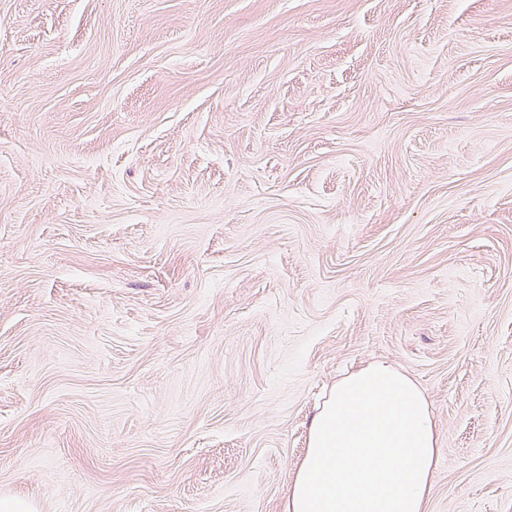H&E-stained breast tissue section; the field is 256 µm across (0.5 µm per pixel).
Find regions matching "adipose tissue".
<instances>
[{
    "instance_id": "adipose-tissue-1",
    "label": "adipose tissue",
    "mask_w": 512,
    "mask_h": 512,
    "mask_svg": "<svg viewBox=\"0 0 512 512\" xmlns=\"http://www.w3.org/2000/svg\"><path fill=\"white\" fill-rule=\"evenodd\" d=\"M439 453L427 396L372 363L338 381L314 415L287 512H426Z\"/></svg>"
}]
</instances>
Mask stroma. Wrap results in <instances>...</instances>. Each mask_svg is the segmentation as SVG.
I'll return each mask as SVG.
<instances>
[{
	"label": "stroma",
	"instance_id": "stroma-1",
	"mask_svg": "<svg viewBox=\"0 0 512 512\" xmlns=\"http://www.w3.org/2000/svg\"><path fill=\"white\" fill-rule=\"evenodd\" d=\"M0 500L286 512L383 360L427 512H512V0H0Z\"/></svg>",
	"mask_w": 512,
	"mask_h": 512
}]
</instances>
